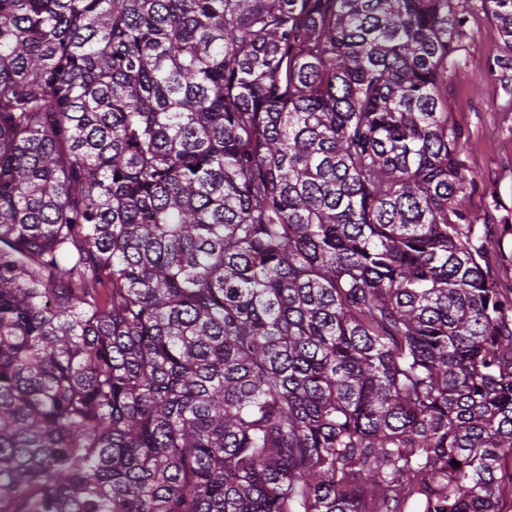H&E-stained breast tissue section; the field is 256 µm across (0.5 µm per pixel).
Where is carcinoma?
Returning a JSON list of instances; mask_svg holds the SVG:
<instances>
[{"instance_id": "obj_1", "label": "carcinoma", "mask_w": 512, "mask_h": 512, "mask_svg": "<svg viewBox=\"0 0 512 512\" xmlns=\"http://www.w3.org/2000/svg\"><path fill=\"white\" fill-rule=\"evenodd\" d=\"M451 2L0 0V512H500Z\"/></svg>"}]
</instances>
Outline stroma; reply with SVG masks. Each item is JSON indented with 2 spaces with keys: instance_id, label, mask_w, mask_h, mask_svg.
<instances>
[{
  "instance_id": "stroma-1",
  "label": "stroma",
  "mask_w": 512,
  "mask_h": 512,
  "mask_svg": "<svg viewBox=\"0 0 512 512\" xmlns=\"http://www.w3.org/2000/svg\"><path fill=\"white\" fill-rule=\"evenodd\" d=\"M455 10L467 12L470 37L456 56L455 76L448 79V122L464 137L461 160L476 183L467 190L466 207L488 217L495 241L488 247L484 269L489 280L512 296V109L488 60L498 41L497 28L469 0H453Z\"/></svg>"
}]
</instances>
